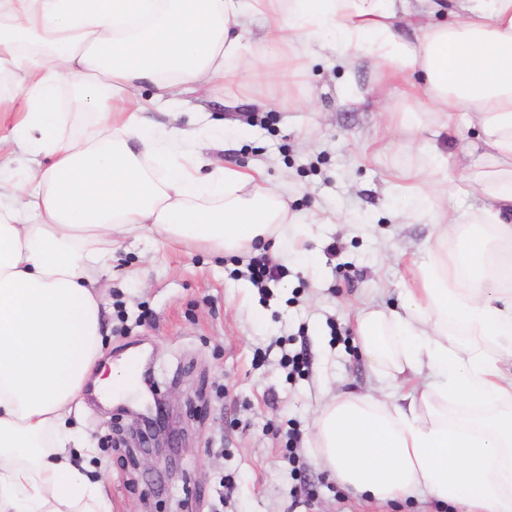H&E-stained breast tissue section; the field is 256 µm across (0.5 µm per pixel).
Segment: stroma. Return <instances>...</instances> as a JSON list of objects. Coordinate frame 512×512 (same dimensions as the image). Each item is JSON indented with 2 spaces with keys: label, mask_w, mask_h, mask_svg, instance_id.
Segmentation results:
<instances>
[{
  "label": "stroma",
  "mask_w": 512,
  "mask_h": 512,
  "mask_svg": "<svg viewBox=\"0 0 512 512\" xmlns=\"http://www.w3.org/2000/svg\"><path fill=\"white\" fill-rule=\"evenodd\" d=\"M376 83L369 61L343 68L319 48L289 89L242 84L191 102L200 122L232 118L249 130L227 136L214 159L263 160L270 184L288 182L290 212L321 224L297 250L292 226H282L267 249L282 276L266 289L246 275L244 254L131 236L114 245L103 353L145 354L153 383L176 397L179 433L144 466L142 452L111 441L130 421L128 402L88 400L79 419L105 466L110 512H189L188 499L190 512H448L418 498L355 497L308 448L306 483L284 460L290 432L307 441L327 393L376 391L355 316L398 305L411 281L407 257L431 231L398 219L408 202L383 192V176L417 156L400 125L386 122L405 102L378 95ZM297 353L307 360L299 376L288 366ZM308 494L316 510L302 506Z\"/></svg>",
  "instance_id": "stroma-1"
}]
</instances>
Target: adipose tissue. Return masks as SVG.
<instances>
[{
  "instance_id": "1",
  "label": "adipose tissue",
  "mask_w": 512,
  "mask_h": 512,
  "mask_svg": "<svg viewBox=\"0 0 512 512\" xmlns=\"http://www.w3.org/2000/svg\"><path fill=\"white\" fill-rule=\"evenodd\" d=\"M257 17L269 24L253 42ZM316 45L346 65L370 59L378 92L400 89L426 116L407 126L425 163L385 190L418 198L408 215L434 230L400 309L356 319L393 393L329 396L310 446L358 496L512 512V0H0V74L22 99L0 106V147L50 161L0 202V512H110L70 421L86 382L104 402L125 385L124 364H100L116 236L224 253L285 224L314 235L263 162L218 165L222 133L155 124L149 102L291 85ZM270 49L274 70L260 64ZM64 88L91 117L70 135ZM461 121L482 144L462 185L435 143ZM461 194L479 197L477 213L449 215ZM452 323L472 342L450 338ZM452 404L463 416L449 419Z\"/></svg>"
}]
</instances>
